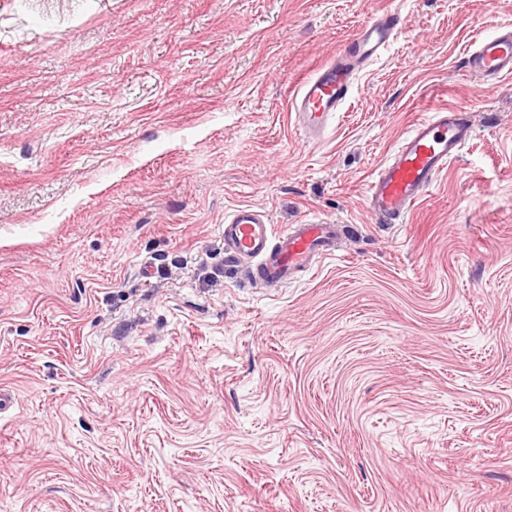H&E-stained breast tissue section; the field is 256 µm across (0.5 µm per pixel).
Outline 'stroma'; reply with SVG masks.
Returning a JSON list of instances; mask_svg holds the SVG:
<instances>
[{
	"mask_svg": "<svg viewBox=\"0 0 512 512\" xmlns=\"http://www.w3.org/2000/svg\"><path fill=\"white\" fill-rule=\"evenodd\" d=\"M393 7L320 142L300 82ZM512 0H0V512H512ZM473 137L412 210L365 182L427 112ZM357 235L281 289L235 207ZM465 67L471 75L487 82L512 76V26L504 25L494 35L475 41V48L468 50Z\"/></svg>",
	"mask_w": 512,
	"mask_h": 512,
	"instance_id": "1",
	"label": "stroma"
}]
</instances>
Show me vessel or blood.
<instances>
[{
	"mask_svg": "<svg viewBox=\"0 0 512 512\" xmlns=\"http://www.w3.org/2000/svg\"><path fill=\"white\" fill-rule=\"evenodd\" d=\"M402 30L399 11L373 13L335 59L300 84L290 101V116L304 137L320 140L349 98L356 75ZM465 67L489 82L511 77L512 26L476 40L465 55ZM472 131V115L464 107L443 108L417 119L367 180L365 202L374 222L403 223L450 161L461 155ZM350 232V225L314 217L278 230L256 207L244 205L224 219V256L231 267H245L250 280L283 288L335 257Z\"/></svg>",
	"mask_w": 512,
	"mask_h": 512,
	"instance_id": "b4317fda",
	"label": "vessel or blood"
}]
</instances>
